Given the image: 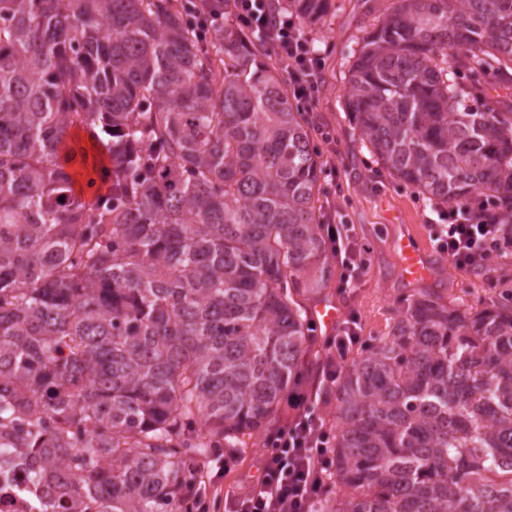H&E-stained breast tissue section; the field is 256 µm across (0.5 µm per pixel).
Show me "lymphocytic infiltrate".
<instances>
[{"instance_id":"f902f5d3","label":"lymphocytic infiltrate","mask_w":512,"mask_h":512,"mask_svg":"<svg viewBox=\"0 0 512 512\" xmlns=\"http://www.w3.org/2000/svg\"><path fill=\"white\" fill-rule=\"evenodd\" d=\"M184 12L197 35L209 38L217 21L258 33L264 52L285 69L293 98L305 112L317 109L322 58L297 22L272 15L268 0H185ZM508 200L462 201L442 210L431 236L454 266L489 271L493 256L512 252V229L500 222ZM315 390H293L282 425L268 437L269 452L258 477L235 496L230 512H314L329 491L330 433L312 407Z\"/></svg>"}]
</instances>
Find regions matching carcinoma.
<instances>
[{"mask_svg":"<svg viewBox=\"0 0 512 512\" xmlns=\"http://www.w3.org/2000/svg\"><path fill=\"white\" fill-rule=\"evenodd\" d=\"M508 74L512 0H393L346 107L429 201L512 195V112L482 94ZM92 126L88 202L65 152ZM311 127L251 32L202 43L171 0H0V455L54 484L44 512H179L196 456L280 425L333 274ZM329 401L316 512H512V300H405Z\"/></svg>","mask_w":512,"mask_h":512,"instance_id":"carcinoma-1","label":"carcinoma"}]
</instances>
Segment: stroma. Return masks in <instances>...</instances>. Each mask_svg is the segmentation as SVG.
Listing matches in <instances>:
<instances>
[{
    "instance_id": "obj_1",
    "label": "stroma",
    "mask_w": 512,
    "mask_h": 512,
    "mask_svg": "<svg viewBox=\"0 0 512 512\" xmlns=\"http://www.w3.org/2000/svg\"><path fill=\"white\" fill-rule=\"evenodd\" d=\"M335 7L306 35L323 55V89L318 111L324 119L335 153H321V164L335 163L337 180L324 181V205L332 210L335 223L347 225L364 260L356 280L346 292H339L344 270L331 259L332 280L324 290L343 317H354L353 327L366 343L384 336L398 319L405 298L427 290L440 303L466 302L484 307L512 294V253L494 256L492 271L497 287H489L485 274L457 269L447 254L440 252L430 235L438 223V205L419 198L412 188L390 176L370 158L354 129L345 100L349 92L352 54L362 45L379 17L387 13L390 0H334ZM408 238L436 264L434 276L422 283H410L401 276L397 242ZM246 446L224 471L219 496H231L258 475L267 451L261 434L246 436Z\"/></svg>"
}]
</instances>
